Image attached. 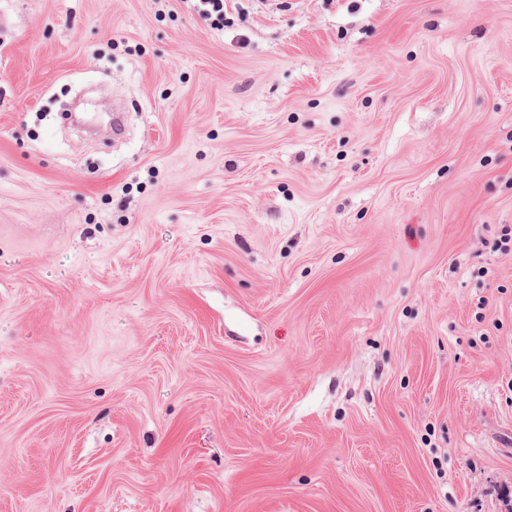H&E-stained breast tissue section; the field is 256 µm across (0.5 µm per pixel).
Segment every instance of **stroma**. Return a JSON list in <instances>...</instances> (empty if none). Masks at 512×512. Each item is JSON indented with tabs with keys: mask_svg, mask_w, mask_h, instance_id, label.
I'll return each mask as SVG.
<instances>
[{
	"mask_svg": "<svg viewBox=\"0 0 512 512\" xmlns=\"http://www.w3.org/2000/svg\"><path fill=\"white\" fill-rule=\"evenodd\" d=\"M224 11L0 0V512H507L512 0ZM193 10L212 29L224 28V0H190Z\"/></svg>",
	"mask_w": 512,
	"mask_h": 512,
	"instance_id": "35a3bbf8",
	"label": "stroma"
}]
</instances>
